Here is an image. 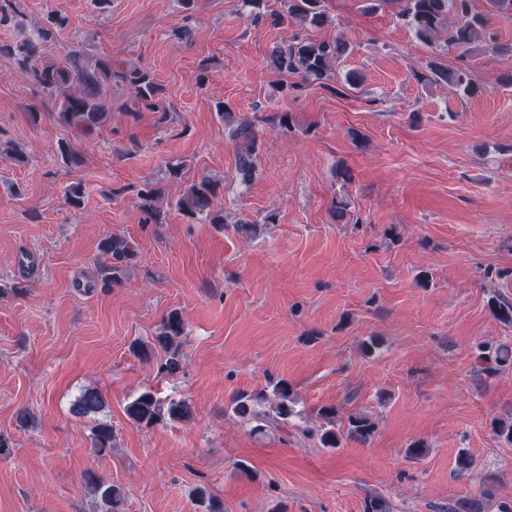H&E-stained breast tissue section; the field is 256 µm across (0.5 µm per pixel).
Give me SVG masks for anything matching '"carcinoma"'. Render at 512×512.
Segmentation results:
<instances>
[{
	"label": "carcinoma",
	"instance_id": "cac0c4a2",
	"mask_svg": "<svg viewBox=\"0 0 512 512\" xmlns=\"http://www.w3.org/2000/svg\"><path fill=\"white\" fill-rule=\"evenodd\" d=\"M402 8L398 17L410 29L416 40L440 50L450 47L461 48L469 53L478 51L496 54L504 51L490 28L489 14L473 9V0H400ZM325 0H284L283 11L279 13L282 23L291 25L297 32L291 39L274 43L267 52L268 66L285 76L299 78L292 84L294 90H301L315 83L330 91L336 90L334 83L335 66L348 50V43L340 38L332 41L317 40L304 35L313 28H322L330 23L324 8ZM66 18L60 14L47 17L44 23L35 27L22 38L0 43V55L12 58L15 71L23 80L33 83L48 93H59L62 100L58 117L74 133L88 136L104 122L112 112V101L106 88L112 83L123 84L133 94L137 104L151 112H167L160 87L153 81L148 70L136 66H123L110 58L90 57L79 50H70L56 61H40L42 45L56 40L65 29ZM423 80L431 83L443 82L456 91L473 96L479 85L469 69L450 68L439 61H432L429 74ZM224 124L231 130L237 144V174L241 183H251L257 175V150L259 131L253 121L238 117L229 108L222 112ZM162 196L160 188L149 184L138 192L140 209L144 222L162 223V211L158 206ZM216 188L207 179L187 187L176 208L188 217L205 216L215 224L224 223V218L214 214ZM104 252L118 261L126 260L133 253L122 242L109 240ZM184 322L179 312L167 315L161 330L154 336V345L165 353L160 369L167 374H176L182 367L178 337L183 334ZM479 358L485 363L483 371L493 374L497 368L512 361V348L501 346L494 351H481ZM106 408V402L99 390L89 387L71 403L70 412L80 418L94 419ZM234 414L256 422L254 430L262 431L266 426L277 427L288 423L298 415L294 409L292 392L288 382L279 380L272 390L261 389L242 392L231 399ZM128 417L136 424L151 426L166 417L184 419L191 413L185 401H171L162 406L150 392H143L126 407ZM319 416L329 428L320 436L326 448H337L341 434L335 430L336 409L323 407ZM375 425L367 417H348L346 435L350 439L365 442L374 432ZM112 426L98 422L92 428L93 448L102 453L112 448ZM84 481L93 487L99 496L105 512H118L124 496L122 491L104 482L95 473L88 472Z\"/></svg>",
	"mask_w": 512,
	"mask_h": 512
}]
</instances>
